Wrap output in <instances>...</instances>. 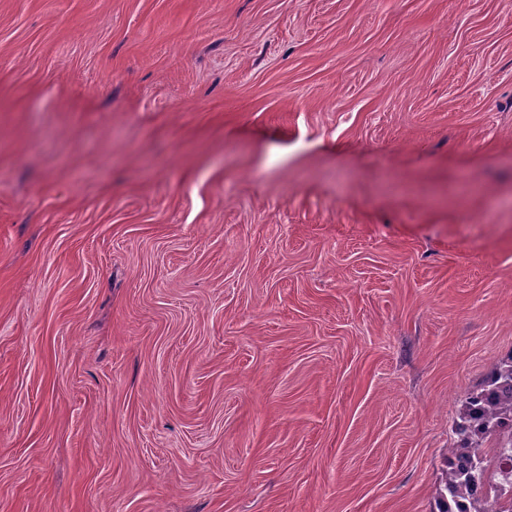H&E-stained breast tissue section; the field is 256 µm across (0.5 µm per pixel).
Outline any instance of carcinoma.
Listing matches in <instances>:
<instances>
[{"instance_id":"obj_1","label":"carcinoma","mask_w":512,"mask_h":512,"mask_svg":"<svg viewBox=\"0 0 512 512\" xmlns=\"http://www.w3.org/2000/svg\"><path fill=\"white\" fill-rule=\"evenodd\" d=\"M437 512H512V350L457 409Z\"/></svg>"}]
</instances>
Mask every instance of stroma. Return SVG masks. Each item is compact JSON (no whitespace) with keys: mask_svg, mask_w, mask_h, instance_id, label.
Instances as JSON below:
<instances>
[{"mask_svg":"<svg viewBox=\"0 0 512 512\" xmlns=\"http://www.w3.org/2000/svg\"><path fill=\"white\" fill-rule=\"evenodd\" d=\"M512 350V0H0V512H432Z\"/></svg>","mask_w":512,"mask_h":512,"instance_id":"stroma-1","label":"stroma"}]
</instances>
